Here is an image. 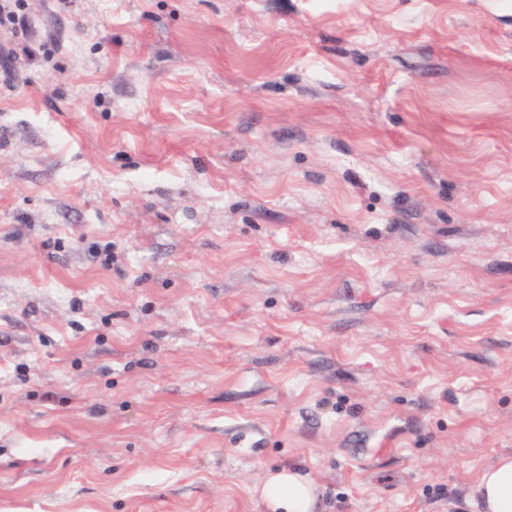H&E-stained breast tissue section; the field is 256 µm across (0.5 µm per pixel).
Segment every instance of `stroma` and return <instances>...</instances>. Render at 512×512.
<instances>
[{
    "label": "stroma",
    "mask_w": 512,
    "mask_h": 512,
    "mask_svg": "<svg viewBox=\"0 0 512 512\" xmlns=\"http://www.w3.org/2000/svg\"><path fill=\"white\" fill-rule=\"evenodd\" d=\"M0 512H480L512 453V0H19ZM273 512H317L315 486L306 475L292 468L269 474L256 489Z\"/></svg>",
    "instance_id": "35a3bbf8"
}]
</instances>
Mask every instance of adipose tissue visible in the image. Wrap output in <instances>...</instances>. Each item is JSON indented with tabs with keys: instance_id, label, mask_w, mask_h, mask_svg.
<instances>
[{
	"instance_id": "adipose-tissue-1",
	"label": "adipose tissue",
	"mask_w": 512,
	"mask_h": 512,
	"mask_svg": "<svg viewBox=\"0 0 512 512\" xmlns=\"http://www.w3.org/2000/svg\"><path fill=\"white\" fill-rule=\"evenodd\" d=\"M258 492L272 512H315L318 504L313 482L292 468L269 474ZM472 492L483 512H512V455L483 469Z\"/></svg>"
}]
</instances>
